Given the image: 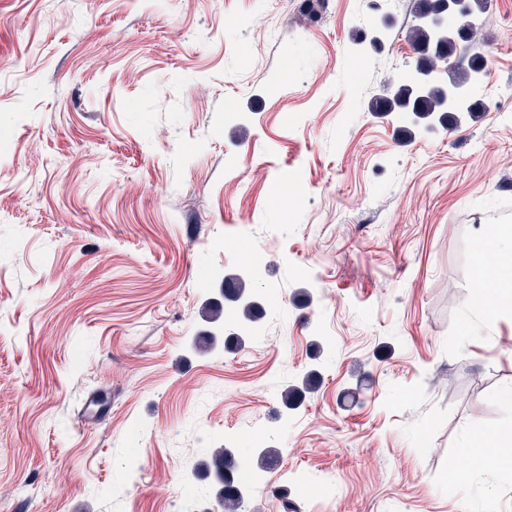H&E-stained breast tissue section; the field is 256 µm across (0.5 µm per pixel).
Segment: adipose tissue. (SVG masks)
I'll return each instance as SVG.
<instances>
[{"label": "adipose tissue", "mask_w": 512, "mask_h": 512, "mask_svg": "<svg viewBox=\"0 0 512 512\" xmlns=\"http://www.w3.org/2000/svg\"><path fill=\"white\" fill-rule=\"evenodd\" d=\"M475 280L479 292L473 302L477 314L487 318L512 311V226L486 225L475 254Z\"/></svg>", "instance_id": "adipose-tissue-1"}]
</instances>
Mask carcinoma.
I'll return each mask as SVG.
<instances>
[{
	"label": "carcinoma",
	"instance_id": "cac0c4a2",
	"mask_svg": "<svg viewBox=\"0 0 512 512\" xmlns=\"http://www.w3.org/2000/svg\"><path fill=\"white\" fill-rule=\"evenodd\" d=\"M451 0H415L414 20L409 37L419 57L414 71L391 88L388 96L375 97L369 104L372 112H398L411 117L410 125L401 128L412 138L423 123L439 116L443 124L460 122L461 117H474L482 111L478 89L487 75L486 57L472 53L463 66H452L461 43L470 41L477 30L481 16L490 6V0H465V6L456 21L448 20V35L439 37L430 20L444 13ZM224 300L236 304L242 318L254 322L261 312L253 296L251 281L242 274L224 278ZM318 375L308 372L301 385L290 386L281 394L285 408L297 405L305 393L314 389ZM281 461V451L274 445L259 450L256 465L268 469ZM206 477L212 479L215 499L221 512H244L245 489L241 487V471L235 452L221 448L202 464Z\"/></svg>",
	"mask_w": 512,
	"mask_h": 512
}]
</instances>
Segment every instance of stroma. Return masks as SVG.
I'll return each instance as SVG.
<instances>
[{"label":"stroma","mask_w":512,"mask_h":512,"mask_svg":"<svg viewBox=\"0 0 512 512\" xmlns=\"http://www.w3.org/2000/svg\"><path fill=\"white\" fill-rule=\"evenodd\" d=\"M412 7L0 0V512H197L201 461L269 442L245 512H512L466 452L512 423V313L472 315L512 225V0L472 40L483 111L407 141L368 103ZM245 268L263 334L228 302L243 347L194 350ZM318 381V375L315 371L308 372L302 379L301 387L290 386L287 387L281 394V401L285 408L296 406L305 393L311 392Z\"/></svg>","instance_id":"stroma-1"}]
</instances>
